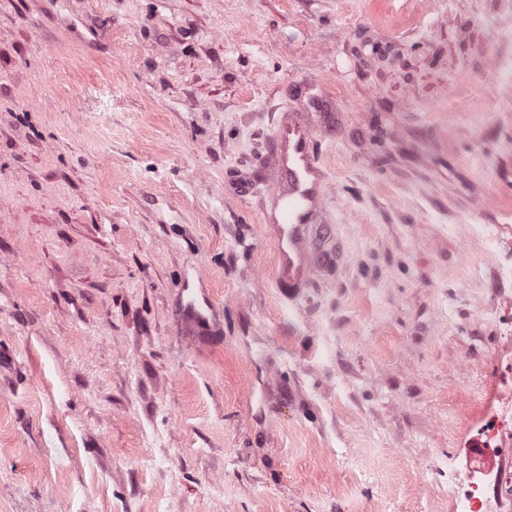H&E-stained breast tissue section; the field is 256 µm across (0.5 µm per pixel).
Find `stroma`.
<instances>
[{
    "label": "stroma",
    "instance_id": "1",
    "mask_svg": "<svg viewBox=\"0 0 512 512\" xmlns=\"http://www.w3.org/2000/svg\"><path fill=\"white\" fill-rule=\"evenodd\" d=\"M287 102L332 236L295 305ZM471 224L512 227V0H0V512H450L449 463L512 473ZM308 113H276L268 143L271 186L261 203V221L275 247L274 285L295 305L313 287L326 250L322 218L328 196Z\"/></svg>",
    "mask_w": 512,
    "mask_h": 512
}]
</instances>
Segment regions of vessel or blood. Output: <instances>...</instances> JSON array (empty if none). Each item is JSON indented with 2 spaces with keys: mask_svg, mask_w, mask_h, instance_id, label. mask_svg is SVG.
<instances>
[{
  "mask_svg": "<svg viewBox=\"0 0 512 512\" xmlns=\"http://www.w3.org/2000/svg\"><path fill=\"white\" fill-rule=\"evenodd\" d=\"M271 186L261 221L275 247L274 285L294 304L313 287L324 266L322 218L328 196L308 114L280 108L268 143Z\"/></svg>",
  "mask_w": 512,
  "mask_h": 512,
  "instance_id": "b4317fda",
  "label": "vessel or blood"
}]
</instances>
